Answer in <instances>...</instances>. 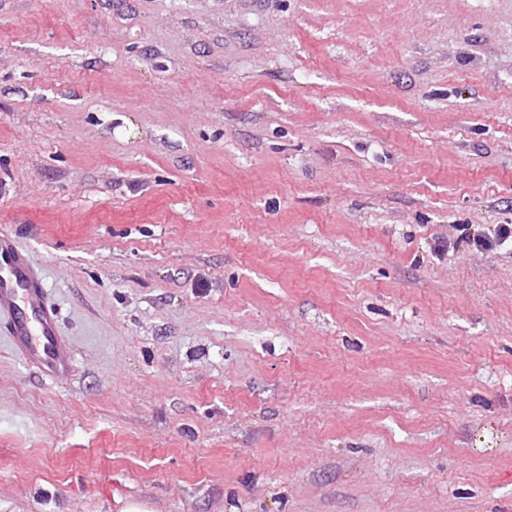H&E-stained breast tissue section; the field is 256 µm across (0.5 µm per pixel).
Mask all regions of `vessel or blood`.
<instances>
[{"label": "vessel or blood", "mask_w": 512, "mask_h": 512, "mask_svg": "<svg viewBox=\"0 0 512 512\" xmlns=\"http://www.w3.org/2000/svg\"><path fill=\"white\" fill-rule=\"evenodd\" d=\"M45 376L68 371L70 355L57 312L46 298L44 280L30 254L8 231H0V334Z\"/></svg>", "instance_id": "1"}]
</instances>
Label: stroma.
Segmentation results:
<instances>
[{
  "label": "stroma",
  "instance_id": "1",
  "mask_svg": "<svg viewBox=\"0 0 512 512\" xmlns=\"http://www.w3.org/2000/svg\"><path fill=\"white\" fill-rule=\"evenodd\" d=\"M512 0H0V512H512ZM464 239L477 249L489 250L503 246L510 242L512 244V224L496 225L491 235H470L465 233ZM0 334L45 376L69 370L70 355L41 270L6 230L0 231Z\"/></svg>",
  "mask_w": 512,
  "mask_h": 512
}]
</instances>
